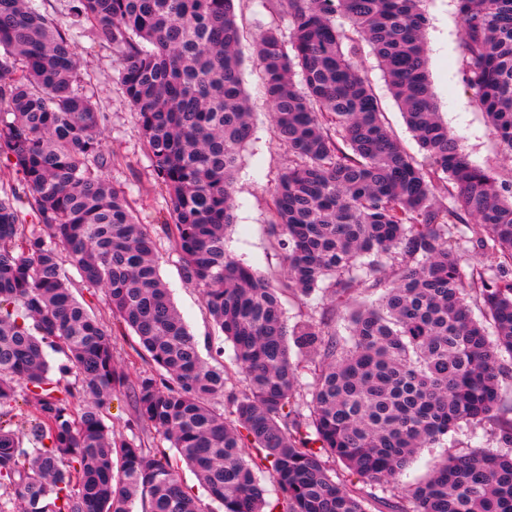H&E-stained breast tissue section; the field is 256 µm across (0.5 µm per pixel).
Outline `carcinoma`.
Wrapping results in <instances>:
<instances>
[{"mask_svg":"<svg viewBox=\"0 0 512 512\" xmlns=\"http://www.w3.org/2000/svg\"><path fill=\"white\" fill-rule=\"evenodd\" d=\"M233 2L69 0L64 27L34 0H0V158L17 179L0 191V512H131L139 493L150 512H213L182 484L183 462L223 512H367L332 463L365 484L387 482L418 449L486 419L500 448L446 458L389 507L512 512V418L494 414L512 358V183L472 164L439 117L423 0H274L290 39L266 30L254 59L295 159L272 198L285 267L275 282L224 248L252 133ZM458 9L468 81L511 152L512 0H458ZM338 18L378 59L429 167L389 134ZM86 24L120 60L168 197L163 227L233 344L245 385L223 411L214 399L224 366L200 356L159 275L155 239L107 173L119 163L104 153L108 118L82 93L71 46ZM444 182L448 205L435 201ZM466 216L485 232L484 260L468 273L453 232ZM67 260L106 290L112 332L75 299ZM358 286L379 296L354 308L349 335L338 336L328 322ZM317 290L331 299L320 320L288 326L281 296ZM127 329L156 366L134 384L137 419L172 456L105 422L126 382L112 336ZM290 337L304 362L292 360ZM19 398L33 419L27 434L3 421ZM264 468L280 490L274 501L260 485Z\"/></svg>","mask_w":512,"mask_h":512,"instance_id":"cac0c4a2","label":"carcinoma"}]
</instances>
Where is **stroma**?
<instances>
[{"label": "stroma", "instance_id": "obj_1", "mask_svg": "<svg viewBox=\"0 0 512 512\" xmlns=\"http://www.w3.org/2000/svg\"><path fill=\"white\" fill-rule=\"evenodd\" d=\"M423 8L427 17L425 42L429 75L440 119L456 136L472 163L491 169L501 179L512 181V152H506L499 143L463 72L457 0H425ZM235 13L241 32L243 86L252 106L253 131L240 152L235 172V221L226 240V250L238 262L277 279L284 274V264L282 251L270 233L272 192L280 174L291 166L292 157L280 143L271 121L261 74L253 62V49L263 30L275 27L286 36L290 33V23L275 10L273 0H235ZM74 50L81 65L83 93L109 119L111 134L105 141V151L122 159L109 174L113 182L129 192L139 220L156 238L160 275L195 336L202 358L211 364L223 363L230 371L228 387L241 389L243 378L233 371V345L214 327L200 288L185 278L173 234L161 229V220L167 213L166 197L156 186L135 115L120 85L119 59L111 49L98 44L88 26L84 27ZM353 62L371 84L391 134L418 163H425V155L406 125L400 106L369 47H361ZM112 346L114 363L126 371L128 385L113 396L108 425L115 433L140 441L142 447H165V440L137 421L128 390L129 384L135 383L139 375L154 371L153 361L140 348L134 333L113 337ZM498 446L491 422L462 426L440 442L419 449L393 481L372 486L367 508L369 512H379V499L392 497L422 481L433 465L446 455Z\"/></svg>", "mask_w": 512, "mask_h": 512}]
</instances>
